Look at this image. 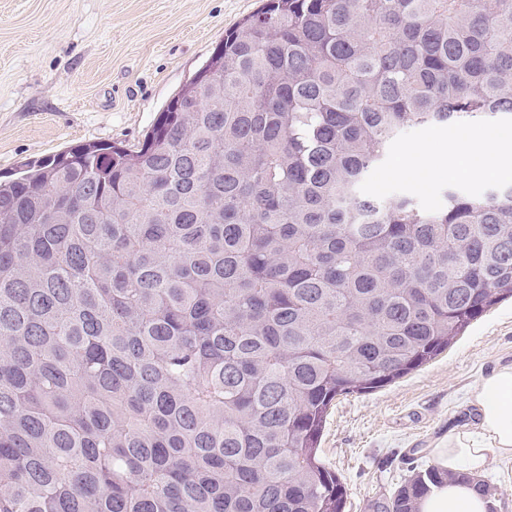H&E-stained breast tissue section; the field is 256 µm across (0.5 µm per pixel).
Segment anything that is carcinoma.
<instances>
[{
  "label": "carcinoma",
  "instance_id": "cac0c4a2",
  "mask_svg": "<svg viewBox=\"0 0 512 512\" xmlns=\"http://www.w3.org/2000/svg\"><path fill=\"white\" fill-rule=\"evenodd\" d=\"M479 116L512 121V0H266L142 143L0 180V512H344L332 402L512 299V188L358 183Z\"/></svg>",
  "mask_w": 512,
  "mask_h": 512
}]
</instances>
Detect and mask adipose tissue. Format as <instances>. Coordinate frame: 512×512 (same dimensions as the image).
<instances>
[{"label": "adipose tissue", "instance_id": "adipose-tissue-1", "mask_svg": "<svg viewBox=\"0 0 512 512\" xmlns=\"http://www.w3.org/2000/svg\"><path fill=\"white\" fill-rule=\"evenodd\" d=\"M457 151L470 159L462 169L466 175L483 167L512 165V144L495 135L481 149L463 143ZM469 402L478 412L475 422L450 430L430 451L434 465L452 478L419 498L417 512H489L490 501L473 480L492 458L512 457V364L480 380Z\"/></svg>", "mask_w": 512, "mask_h": 512}]
</instances>
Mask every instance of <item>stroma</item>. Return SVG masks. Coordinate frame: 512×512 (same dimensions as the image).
Masks as SVG:
<instances>
[{
	"label": "stroma",
	"mask_w": 512,
	"mask_h": 512,
	"mask_svg": "<svg viewBox=\"0 0 512 512\" xmlns=\"http://www.w3.org/2000/svg\"><path fill=\"white\" fill-rule=\"evenodd\" d=\"M263 2L0 0V175L85 142H141L225 31ZM511 130L479 120L410 128L362 180L360 193L378 200L406 196L435 208L449 187L483 193L512 185L508 170L457 175L452 155L460 142L477 144L491 132ZM415 146L430 157L421 177L408 170ZM505 364H512L510 299L395 383L338 397L319 454L343 482L345 512H376L431 466L434 442L468 418L471 388ZM482 481L496 512H512V457L493 459Z\"/></svg>",
	"instance_id": "stroma-1"
}]
</instances>
